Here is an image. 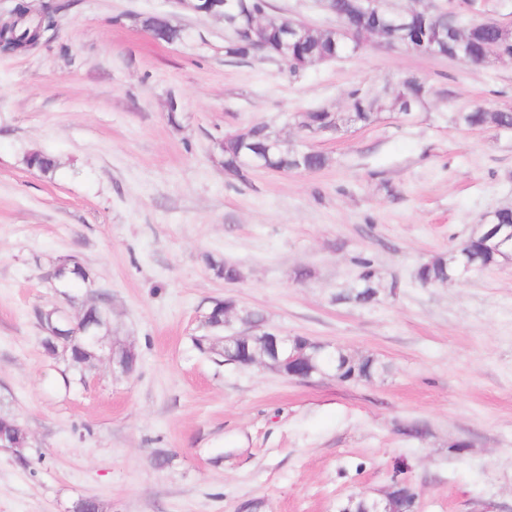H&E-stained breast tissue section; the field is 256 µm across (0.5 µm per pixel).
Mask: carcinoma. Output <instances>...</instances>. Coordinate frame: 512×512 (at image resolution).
<instances>
[{
	"label": "carcinoma",
	"mask_w": 512,
	"mask_h": 512,
	"mask_svg": "<svg viewBox=\"0 0 512 512\" xmlns=\"http://www.w3.org/2000/svg\"><path fill=\"white\" fill-rule=\"evenodd\" d=\"M247 8L265 19L267 29L262 33H253L242 39L228 40L224 45V55L229 57H248L259 51H266L278 55L276 29L288 27V19L281 16H272L268 13V0H228L224 6V15L220 19L227 26L233 25L232 15ZM14 10L17 15L6 43L0 46V51L10 53L16 48L33 40L31 34L36 31H45L53 27L57 8L50 3L34 5L29 0H20ZM143 25L155 28L157 38L166 42H176L184 38V29L174 26L168 20L154 14H148L140 19ZM353 39L344 42L338 39L333 29L316 31L310 29L304 37L288 46L286 55L280 61L288 65L293 72H298L308 66L321 63L331 54L338 56L344 51L351 50L355 43L364 42L370 37L369 24L352 21ZM413 28L417 38L441 41L448 34V16H434L422 9L417 10L413 18ZM460 31L453 57L467 60L479 59L488 55L493 46H499L500 30L495 26L472 30L465 23H459ZM427 90L422 82L412 75H405L399 83L386 92V98L364 94L355 89L348 93L345 110L331 112L325 108L315 109L306 113L310 121H301L300 127L307 125L314 127L329 126L334 132H339L344 126H367L379 117L380 108L396 110L403 115H409L426 107ZM455 121L466 127L492 126L496 128L512 129V110H488L476 108L470 112H460ZM221 155L224 158V172L237 179H245L249 169L244 161L252 155H263L267 158V168L273 171L292 170H319L326 166L327 157L312 150H299L288 146L287 143L271 136L264 131V127H256L251 134H229L218 142ZM25 164L46 174L56 167L55 159L40 150L26 155ZM512 225V206L496 210L489 220L487 231L470 237L458 252L466 255L471 271L478 273L493 265L499 264V254L512 248L501 243V233L498 225ZM208 264L216 275L228 281H236L241 277L239 267L231 263L208 260ZM360 271L355 284L340 300L357 306L374 303L379 294V284L376 283L375 270L371 261H359ZM456 275L455 267L448 261V256L440 254L431 257L417 269V279L423 284H443ZM55 277L64 288H87L90 285L88 273L83 271L82 265L77 262H66L55 269ZM54 320V325L63 330L64 338L54 349L45 348L48 354L60 355V360L69 368L78 381H84L87 367L92 359L102 357V351L87 343L84 328L89 326L96 330L98 335L108 333V312L106 307L97 302L87 304L80 315V319L70 326L55 318L54 308L50 307L41 312V320L47 322ZM313 366L330 375L346 378L353 377L359 381H370L384 372L385 365L371 355H352L341 348L320 353L314 360ZM28 433L18 422L7 413H0V444L7 445L19 453L26 447Z\"/></svg>",
	"instance_id": "1"
}]
</instances>
